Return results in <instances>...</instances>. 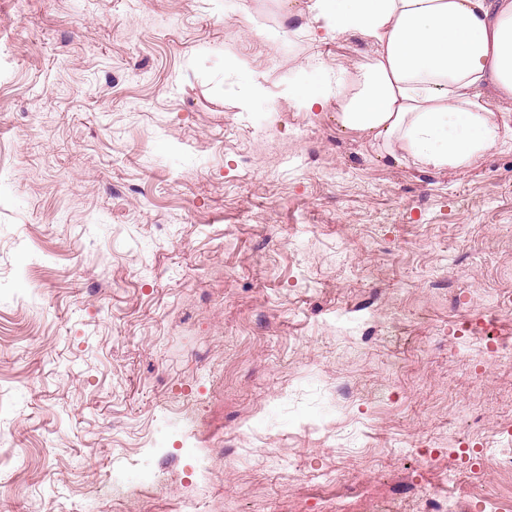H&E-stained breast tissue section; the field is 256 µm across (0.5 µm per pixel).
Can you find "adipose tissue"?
<instances>
[{"instance_id":"adipose-tissue-1","label":"adipose tissue","mask_w":512,"mask_h":512,"mask_svg":"<svg viewBox=\"0 0 512 512\" xmlns=\"http://www.w3.org/2000/svg\"><path fill=\"white\" fill-rule=\"evenodd\" d=\"M319 20L367 37L372 53L346 89L299 82L302 109L336 102L342 130L393 157L465 168L502 129L492 109L512 98V0H315Z\"/></svg>"}]
</instances>
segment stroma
Wrapping results in <instances>:
<instances>
[{
	"mask_svg": "<svg viewBox=\"0 0 512 512\" xmlns=\"http://www.w3.org/2000/svg\"><path fill=\"white\" fill-rule=\"evenodd\" d=\"M312 4L0 0V512L512 503V137L301 110L371 51ZM334 95V89L327 82L324 89H310L305 81L299 82L294 89V96L302 109L307 112L315 103H325Z\"/></svg>",
	"mask_w": 512,
	"mask_h": 512,
	"instance_id": "35a3bbf8",
	"label": "stroma"
}]
</instances>
